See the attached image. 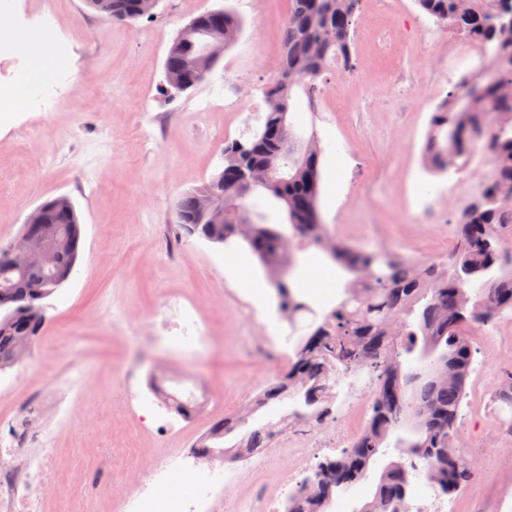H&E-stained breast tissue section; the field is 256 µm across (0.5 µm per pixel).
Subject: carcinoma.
<instances>
[{"label": "carcinoma", "instance_id": "1", "mask_svg": "<svg viewBox=\"0 0 512 512\" xmlns=\"http://www.w3.org/2000/svg\"><path fill=\"white\" fill-rule=\"evenodd\" d=\"M512 0H479L472 9H459L458 0H415L428 15L469 41L492 50L499 80L472 84L449 95L448 105L431 118L425 145L431 171L445 174L469 162L481 149L492 162V172L480 193L457 219V242L445 262L419 263L367 245H349L328 237L319 213L320 156L299 159L288 156V173L259 185L262 198H234L233 203L252 215L250 233L242 238L236 224L178 225L180 237L210 236L227 244L238 237L258 259L275 290L278 307L288 311V324L297 330L298 318H321L308 325L309 332L296 342L288 367L271 380L239 416L214 421L193 444L191 452L228 457L220 446L224 438L248 424L257 409L286 399L301 405L286 418L318 422L332 418L333 390L341 377L367 368L376 394L371 416L351 439L341 456L319 463L313 476L304 479L289 499L286 512H329L337 491H347L367 479L381 453L395 438L394 448L410 457V463L392 461L383 467L372 499L363 512H402L408 489L424 464L428 484L442 494L463 488L473 475V462L458 446L457 419L472 362V343L466 331L488 325L504 312H512V249L504 246L501 233L512 229V213L499 199V185L512 182V103L501 98L498 81L512 80V19L503 22L499 9ZM140 0H112L123 10L118 19L130 25L145 17ZM283 31L284 53L278 74L264 88L268 102L262 126L248 140L224 145V181L237 168L261 169L269 155L281 146L280 113L290 111L293 93H310L327 70L329 57L350 65L355 47V16L361 0H291ZM204 32L224 26L239 35L242 20L224 9L220 20L201 13ZM323 26L336 29V42L317 36ZM195 44H171L167 58L172 80L188 79L179 62L195 52ZM245 143L248 153L238 152ZM284 211L291 228L285 234L268 223L264 208ZM47 223L63 230L79 231L78 214L52 210ZM306 241L320 248L340 269L352 275L343 298L318 314L299 298L292 281L297 259L294 242ZM44 270L28 268L12 287L0 288V307L10 312L11 322L0 320V356H20L30 350L44 321L40 301L54 290L43 288ZM418 354L430 361L428 371H404V358ZM410 428L414 438L399 435ZM276 425L267 423L247 431L234 445L268 448Z\"/></svg>", "mask_w": 512, "mask_h": 512}]
</instances>
